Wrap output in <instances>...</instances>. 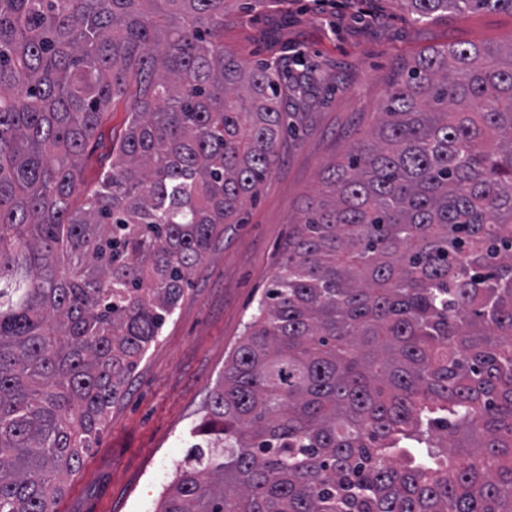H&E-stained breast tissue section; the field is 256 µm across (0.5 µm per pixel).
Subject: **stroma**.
Listing matches in <instances>:
<instances>
[{
    "instance_id": "1",
    "label": "stroma",
    "mask_w": 512,
    "mask_h": 512,
    "mask_svg": "<svg viewBox=\"0 0 512 512\" xmlns=\"http://www.w3.org/2000/svg\"><path fill=\"white\" fill-rule=\"evenodd\" d=\"M467 41L505 47L512 15L454 12L420 21L402 0H239L225 14L224 46L246 64L292 76L301 71L298 57L315 64L309 112L297 134L280 142L277 164L256 200L243 205L241 223L225 225L213 242L81 468L65 476L57 512H137L141 503L156 504L288 250L292 225L320 187L321 170L376 124L403 66L425 51ZM129 112V101L113 105L81 157V187L98 182Z\"/></svg>"
}]
</instances>
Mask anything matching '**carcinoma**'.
<instances>
[{
    "label": "carcinoma",
    "mask_w": 512,
    "mask_h": 512,
    "mask_svg": "<svg viewBox=\"0 0 512 512\" xmlns=\"http://www.w3.org/2000/svg\"><path fill=\"white\" fill-rule=\"evenodd\" d=\"M233 6L0 0V512H56L278 160L281 102L312 66L288 78L224 49ZM320 184L157 512H512V46L419 55ZM130 101L116 102L112 107L109 120L102 125L93 148H89L82 155L80 170V188L93 187L99 180L101 172V159L111 153V146L124 135L128 125Z\"/></svg>",
    "instance_id": "cac0c4a2"
}]
</instances>
